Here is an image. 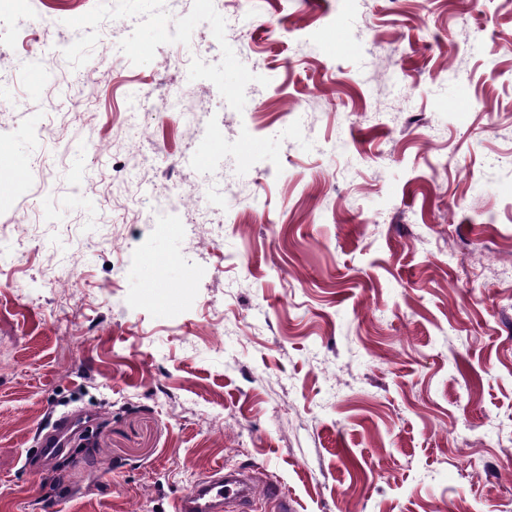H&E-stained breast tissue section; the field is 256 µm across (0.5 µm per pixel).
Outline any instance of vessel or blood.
I'll use <instances>...</instances> for the list:
<instances>
[{"mask_svg":"<svg viewBox=\"0 0 512 512\" xmlns=\"http://www.w3.org/2000/svg\"><path fill=\"white\" fill-rule=\"evenodd\" d=\"M80 435L77 418L60 417L49 430L39 433L36 450L41 458H55ZM255 491L254 485L248 484L239 473L219 467L178 496L173 502V512H243ZM262 493L272 512H296L293 499L282 486L267 484Z\"/></svg>","mask_w":512,"mask_h":512,"instance_id":"obj_1","label":"vessel or blood"}]
</instances>
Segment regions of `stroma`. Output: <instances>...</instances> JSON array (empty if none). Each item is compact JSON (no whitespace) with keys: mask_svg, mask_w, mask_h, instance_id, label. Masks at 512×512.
I'll return each mask as SVG.
<instances>
[{"mask_svg":"<svg viewBox=\"0 0 512 512\" xmlns=\"http://www.w3.org/2000/svg\"><path fill=\"white\" fill-rule=\"evenodd\" d=\"M98 7L114 38H186L0 89V166L54 152L0 265V512H172L218 465L298 512H512V0ZM222 12L248 20L216 42ZM210 128L224 209L154 237L126 198L192 199ZM78 412L92 430L36 466V431ZM263 497L271 505L272 512H296L294 500L288 491L277 483H269L263 490Z\"/></svg>","mask_w":512,"mask_h":512,"instance_id":"stroma-1","label":"stroma"}]
</instances>
